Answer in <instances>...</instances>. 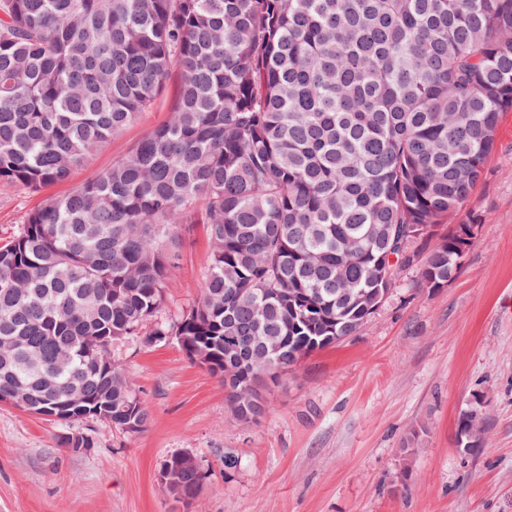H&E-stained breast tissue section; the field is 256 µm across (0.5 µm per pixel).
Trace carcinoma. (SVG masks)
Masks as SVG:
<instances>
[{"mask_svg": "<svg viewBox=\"0 0 512 512\" xmlns=\"http://www.w3.org/2000/svg\"><path fill=\"white\" fill-rule=\"evenodd\" d=\"M175 72L167 123L0 245V402L143 428L112 346L179 336L234 419H261L263 377L355 334L470 197L512 110V0H0V182L66 180ZM190 224L208 272L168 321ZM458 242L432 247L423 287L455 275ZM227 336L283 347L263 370ZM164 467L199 494L180 454Z\"/></svg>", "mask_w": 512, "mask_h": 512, "instance_id": "carcinoma-1", "label": "carcinoma"}]
</instances>
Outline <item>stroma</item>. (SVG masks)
Segmentation results:
<instances>
[{"label": "stroma", "instance_id": "stroma-1", "mask_svg": "<svg viewBox=\"0 0 512 512\" xmlns=\"http://www.w3.org/2000/svg\"><path fill=\"white\" fill-rule=\"evenodd\" d=\"M174 93L66 181L39 192L0 182V243L45 197L109 169L167 122ZM451 221L475 235L448 284L422 287L417 262L401 271L356 335L269 385L258 423L236 422L219 379L175 340L147 347L136 336L115 355L150 408L138 434L80 422L98 446L74 454L56 447L59 424L0 403V512H512V111ZM208 256L196 227L166 283L167 317L197 300ZM469 410L486 418L474 453L458 432ZM184 451L205 474L188 505L160 481Z\"/></svg>", "mask_w": 512, "mask_h": 512}]
</instances>
